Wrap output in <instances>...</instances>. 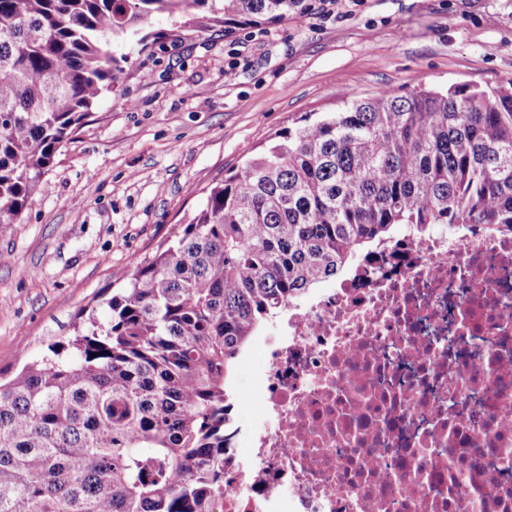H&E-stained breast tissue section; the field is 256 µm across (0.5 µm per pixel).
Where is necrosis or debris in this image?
I'll return each mask as SVG.
<instances>
[{"label": "necrosis or debris", "instance_id": "4bbe7bcc", "mask_svg": "<svg viewBox=\"0 0 512 512\" xmlns=\"http://www.w3.org/2000/svg\"><path fill=\"white\" fill-rule=\"evenodd\" d=\"M287 310L220 512H512V236L407 228Z\"/></svg>", "mask_w": 512, "mask_h": 512}]
</instances>
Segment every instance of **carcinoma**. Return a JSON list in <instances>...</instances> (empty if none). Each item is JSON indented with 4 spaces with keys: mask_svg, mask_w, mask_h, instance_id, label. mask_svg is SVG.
<instances>
[{
    "mask_svg": "<svg viewBox=\"0 0 512 512\" xmlns=\"http://www.w3.org/2000/svg\"><path fill=\"white\" fill-rule=\"evenodd\" d=\"M259 26L311 0H0V225L166 13ZM419 227L512 230V83L419 87L304 115L215 183L90 327L0 383V512H216L252 337L310 288Z\"/></svg>",
    "mask_w": 512,
    "mask_h": 512,
    "instance_id": "1",
    "label": "carcinoma"
}]
</instances>
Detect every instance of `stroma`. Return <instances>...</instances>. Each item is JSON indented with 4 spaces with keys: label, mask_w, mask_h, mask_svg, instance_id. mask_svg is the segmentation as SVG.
Listing matches in <instances>:
<instances>
[{
    "label": "stroma",
    "mask_w": 512,
    "mask_h": 512,
    "mask_svg": "<svg viewBox=\"0 0 512 512\" xmlns=\"http://www.w3.org/2000/svg\"><path fill=\"white\" fill-rule=\"evenodd\" d=\"M42 190L0 232V375L12 378L177 235L210 188L308 112L421 85L512 81V0H317L262 26L156 15Z\"/></svg>",
    "instance_id": "1"
}]
</instances>
